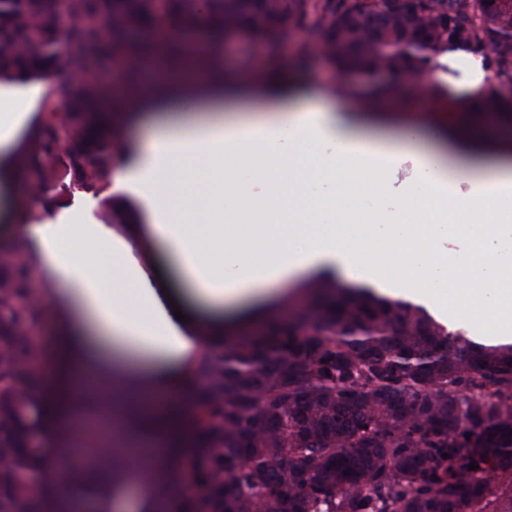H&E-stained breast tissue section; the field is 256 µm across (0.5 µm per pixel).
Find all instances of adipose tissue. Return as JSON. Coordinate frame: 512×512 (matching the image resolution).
<instances>
[{"instance_id":"1","label":"adipose tissue","mask_w":512,"mask_h":512,"mask_svg":"<svg viewBox=\"0 0 512 512\" xmlns=\"http://www.w3.org/2000/svg\"><path fill=\"white\" fill-rule=\"evenodd\" d=\"M45 92L40 81L0 82V153L21 146L26 117ZM216 91L186 107L168 102L166 116L139 109L144 137L126 144L133 156L114 181L135 195L142 224L118 235L109 224H26L41 275L37 300H50L63 336L57 368L77 362L67 378L116 373L129 394L161 396L148 423L133 431L110 421L99 445L113 436L141 449V468L151 469L162 449L189 441L188 400L179 391L202 346L200 328L242 339L258 328L256 309L288 283L328 272L377 287L376 266L356 234L317 223L327 202L300 193L304 180L335 175L344 158L361 154L421 176V197H407L397 222L422 209L460 234L470 226L487 268L499 261L496 227L512 214V157L463 156L424 131L392 139L355 132L318 105L283 97L260 112H229ZM447 267L461 288V313L470 321L498 324L512 342V277L473 287L462 257L433 253L410 262L393 277L407 300L422 303L428 273Z\"/></svg>"}]
</instances>
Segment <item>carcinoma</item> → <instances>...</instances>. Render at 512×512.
Returning <instances> with one entry per match:
<instances>
[{
	"label": "carcinoma",
	"mask_w": 512,
	"mask_h": 512,
	"mask_svg": "<svg viewBox=\"0 0 512 512\" xmlns=\"http://www.w3.org/2000/svg\"><path fill=\"white\" fill-rule=\"evenodd\" d=\"M453 2L66 0L61 12L52 0H0V76L49 82L31 151L0 160V178L36 174L34 218L85 192L102 197L104 222L136 223L108 193L116 122L138 102L123 87L141 83L151 57L178 67L195 34L223 80L227 41L257 44L275 70L298 32L302 62L324 45L335 70L373 78L367 108L444 100L450 130L468 107L448 97L441 57L462 50L482 60L480 111L511 122L512 0ZM108 63L112 95L98 81ZM35 268L24 239L0 253V512H44V492L67 495L94 472L105 482L89 512H113L137 467L52 417L30 358L46 312L31 298ZM204 345L183 382L191 449L169 463L184 476L171 512H512V342L478 341L421 305L351 286L286 318L270 312L255 337ZM60 456L80 459L65 482L48 477Z\"/></svg>",
	"instance_id": "cac0c4a2"
}]
</instances>
